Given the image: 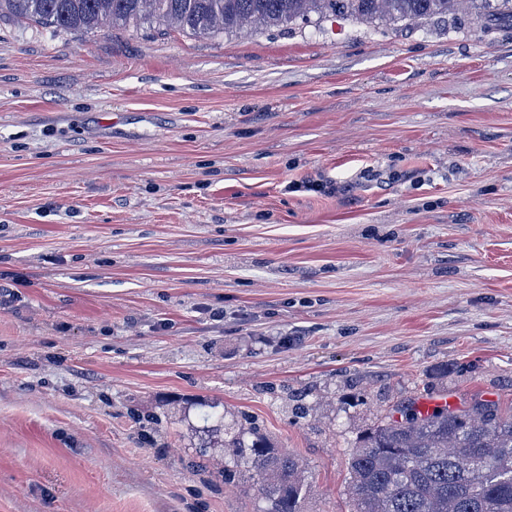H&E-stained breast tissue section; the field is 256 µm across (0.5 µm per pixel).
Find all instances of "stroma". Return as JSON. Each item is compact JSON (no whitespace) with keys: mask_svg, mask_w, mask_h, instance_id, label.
Wrapping results in <instances>:
<instances>
[{"mask_svg":"<svg viewBox=\"0 0 512 512\" xmlns=\"http://www.w3.org/2000/svg\"><path fill=\"white\" fill-rule=\"evenodd\" d=\"M0 283V512H262L215 412L353 512L381 419L512 415V22L0 21Z\"/></svg>","mask_w":512,"mask_h":512,"instance_id":"stroma-1","label":"stroma"}]
</instances>
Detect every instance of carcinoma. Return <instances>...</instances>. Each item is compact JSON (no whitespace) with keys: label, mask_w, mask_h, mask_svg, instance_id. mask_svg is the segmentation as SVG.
Returning a JSON list of instances; mask_svg holds the SVG:
<instances>
[{"label":"carcinoma","mask_w":512,"mask_h":512,"mask_svg":"<svg viewBox=\"0 0 512 512\" xmlns=\"http://www.w3.org/2000/svg\"><path fill=\"white\" fill-rule=\"evenodd\" d=\"M460 0H0V19L54 32L100 27L136 31L144 24L192 35L237 32L248 25L286 27L299 19L339 16L420 26L445 19ZM477 20L512 21V0H467ZM251 445L224 443L261 478L265 512H301L304 467L258 431ZM355 512H512V416L475 400L463 410H409L359 439L350 463Z\"/></svg>","instance_id":"obj_1"}]
</instances>
